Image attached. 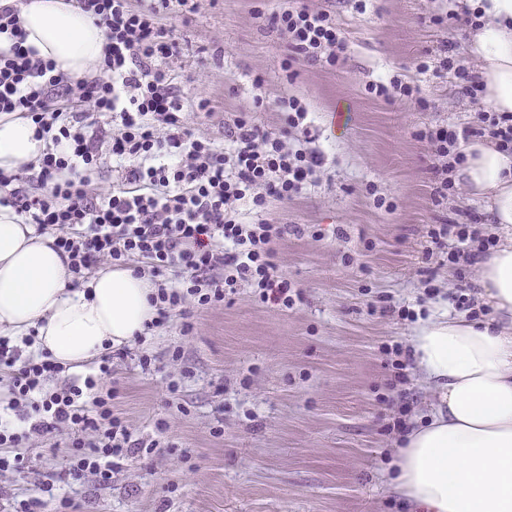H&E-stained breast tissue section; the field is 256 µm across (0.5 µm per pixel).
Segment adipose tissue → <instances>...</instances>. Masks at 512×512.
<instances>
[{"label":"adipose tissue","mask_w":512,"mask_h":512,"mask_svg":"<svg viewBox=\"0 0 512 512\" xmlns=\"http://www.w3.org/2000/svg\"><path fill=\"white\" fill-rule=\"evenodd\" d=\"M478 13L468 52L479 66L483 103L512 113V0H464ZM27 42L72 76L103 56L101 27L71 0H28L21 12ZM24 119L0 118V170L29 163L42 143ZM458 176L482 198L501 238L481 264L479 297L492 320L441 314L422 321L413 343L436 400L427 419L402 441L396 494L415 512H512V157L472 141ZM49 234L0 209V334L35 332L36 350L67 369L92 364L130 342L155 310L148 279L109 266L82 287Z\"/></svg>","instance_id":"1"}]
</instances>
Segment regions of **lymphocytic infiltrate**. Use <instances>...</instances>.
<instances>
[{
  "label": "lymphocytic infiltrate",
  "instance_id": "1",
  "mask_svg": "<svg viewBox=\"0 0 512 512\" xmlns=\"http://www.w3.org/2000/svg\"><path fill=\"white\" fill-rule=\"evenodd\" d=\"M23 2L0 0V114L31 119L44 148L20 170L0 171V207L54 236L72 286L106 264L149 275L156 289L151 327L177 314L183 333H190L196 310L223 302L225 291L242 282L258 288L264 303L290 307L275 245L301 229L260 214L270 202L293 201L318 180L324 154L285 144L289 134L306 130V103L279 97V124L269 128L253 116L264 103L257 94L252 107H234L221 126L224 142L216 144L185 122V112L209 115L213 109L208 99H191L179 82L171 63L183 50L181 37L165 23L170 15L190 19L201 0H75L105 35L101 64L80 78L57 70L27 45ZM251 17L261 31L286 40L285 68L333 69L347 60L348 43L335 15L307 0L255 9ZM416 69L438 77L453 73L469 98L482 92L452 39L425 52ZM416 136L430 146L432 201L440 208L426 234L436 246H447L448 268L462 279L496 241L483 232L486 214L441 205L470 141L488 139L512 156V113L482 112L475 124L460 127L428 123ZM110 161L117 186L105 191L98 181ZM112 359L105 353L98 374L49 393L45 386L60 367L0 338V372L10 378L0 407L26 425L21 432L0 429V469L22 466L24 449L37 441L71 449L65 471L40 474L18 512H79L73 498L56 495V483L91 473L98 485L110 484L121 461L142 451V440L112 406Z\"/></svg>",
  "mask_w": 512,
  "mask_h": 512
}]
</instances>
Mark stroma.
I'll use <instances>...</instances> for the list:
<instances>
[{
	"mask_svg": "<svg viewBox=\"0 0 512 512\" xmlns=\"http://www.w3.org/2000/svg\"><path fill=\"white\" fill-rule=\"evenodd\" d=\"M284 2L204 0L191 20L172 23L188 42L174 69L214 108L190 116L197 135L218 138L226 103L251 105L258 74L266 79L259 123L275 124L284 93L310 106L312 145L326 159L320 180L264 213L305 229L276 254L293 305L270 306L243 284L200 312L192 335L173 327L129 343L114 362L113 404L136 437L163 449L123 460L111 486L90 476L74 486L80 512H411L392 490L401 444L384 430L394 396L384 347L411 346L417 318L450 309L458 286L442 268L429 295L417 276L432 251L424 227L433 221L434 182L430 149L414 132L435 121L462 125L486 109L415 66L446 37L467 49L470 31L429 21L440 8L460 12V0H366L362 11L355 0H314L341 24L348 59L334 69L299 67L290 82L286 42L249 18ZM397 74L416 79L432 111L369 93V84ZM342 108L352 123L337 131L332 116ZM383 298L413 318L375 313ZM174 348L181 361L156 360ZM144 355L150 366H141ZM173 380L180 387L172 396ZM160 422L169 430L159 432ZM67 454L26 449L21 468L0 473V512H15L37 473L63 471Z\"/></svg>",
	"mask_w": 512,
	"mask_h": 512,
	"instance_id": "obj_1",
	"label": "stroma"
}]
</instances>
